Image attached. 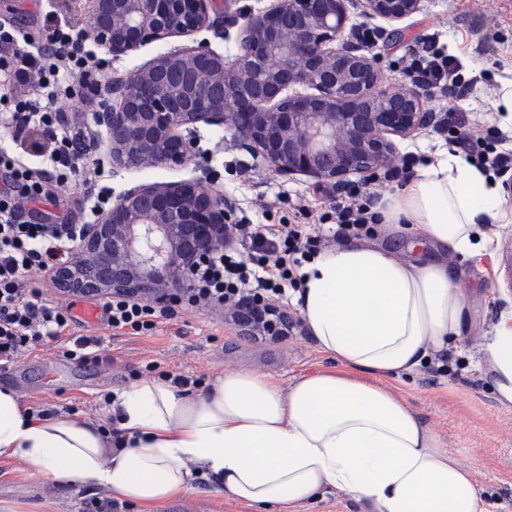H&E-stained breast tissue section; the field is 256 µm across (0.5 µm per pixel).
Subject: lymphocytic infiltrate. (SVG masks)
Returning a JSON list of instances; mask_svg holds the SVG:
<instances>
[{"label": "lymphocytic infiltrate", "mask_w": 512, "mask_h": 512, "mask_svg": "<svg viewBox=\"0 0 512 512\" xmlns=\"http://www.w3.org/2000/svg\"><path fill=\"white\" fill-rule=\"evenodd\" d=\"M89 30L58 28L43 42L17 36L0 24V82L10 83L22 75L35 80L14 108L0 112V126L15 138L37 132L36 151L40 167L20 163L0 152V368L41 348H56L65 357L83 362H109L103 340L78 334L75 299L65 298L60 288H38L33 275L55 279L77 255L84 231L80 224H34L26 208L32 203H56L68 191L74 204L88 202V190L79 173L86 164L87 146L82 137L87 113L95 111L91 90L100 73L95 60L84 50ZM408 69L415 86L440 89L449 96H463L470 87L461 79L454 56L436 50L430 37L416 39L406 48ZM74 100L63 110L61 100ZM435 130H457L458 149L475 159L485 171L496 174L512 170V151H495L493 141L511 138L502 129L488 130L479 120L445 110ZM375 195L352 182L337 188L324 219L333 221L338 234L368 236L380 217L374 210ZM294 223L282 225L267 236L261 224H228L225 244L201 257L190 273L187 298H174L157 307L115 293L102 304L103 320L113 335L155 332L159 322L173 319L177 309L208 307L227 310L231 320H243L257 341L287 339L296 333L300 320L285 311L276 313L277 331H269L263 312L241 319L244 302L271 304L282 296L285 285H297V270L329 241L319 228L309 225V210L298 206Z\"/></svg>", "instance_id": "obj_1"}]
</instances>
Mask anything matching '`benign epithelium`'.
<instances>
[{
    "mask_svg": "<svg viewBox=\"0 0 512 512\" xmlns=\"http://www.w3.org/2000/svg\"><path fill=\"white\" fill-rule=\"evenodd\" d=\"M348 2L272 0L241 26L228 0H93L90 31L114 60L203 29L238 45L232 56L206 42L164 52L105 84L112 104L98 122L108 133L112 166L181 167L193 143L177 130L200 122L227 126L278 173L306 174L331 187L387 165L394 138L424 127L431 111L419 89L385 85L378 56L344 37ZM358 2L364 17L395 23L420 11L423 0ZM297 85L316 93L288 94ZM202 183L199 177L125 191L85 227L60 286L142 299L186 293L191 267L223 245L234 212L224 195L204 191Z\"/></svg>",
    "mask_w": 512,
    "mask_h": 512,
    "instance_id": "1",
    "label": "benign epithelium"
}]
</instances>
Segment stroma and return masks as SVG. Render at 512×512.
Instances as JSON below:
<instances>
[{
    "instance_id": "stroma-1",
    "label": "stroma",
    "mask_w": 512,
    "mask_h": 512,
    "mask_svg": "<svg viewBox=\"0 0 512 512\" xmlns=\"http://www.w3.org/2000/svg\"><path fill=\"white\" fill-rule=\"evenodd\" d=\"M91 0H0V23L43 40L54 26L84 27ZM402 40L382 49L383 79L390 85L407 82L405 49L419 36H433L438 48L456 56L463 77L484 73L457 107L473 113L485 126H501L504 115L495 102L501 82L512 80V0H424L420 12L402 21ZM210 41L218 52L235 53L226 43L203 31L172 37L141 47L115 61L100 46L103 78L130 73L150 63L159 53L186 49ZM91 166L84 173L93 192L110 199L138 185L177 182L193 177L195 166L208 167L211 189L223 193L237 217L252 224H289L300 202L311 203L313 216L328 207L329 190L307 175L272 171L239 142L227 139L221 127L198 124L188 165L174 169H126L113 172L106 157V131L89 116ZM451 134L432 128L397 140V155L411 154L416 164L438 151L453 149ZM490 253L468 258L452 251L435 252L406 227L375 225L369 241L397 258L440 257L455 274L465 300V322L459 340L448 349L447 372L435 373L434 359L415 371L381 379V386L406 404L463 467L476 470L478 485L489 512H512V408L495 398L491 377L479 370L480 351L501 316L512 315V223L493 225ZM85 334L104 338L111 350L109 364L96 366L68 359L56 351H37L0 369V386L14 389L22 403L34 400L70 407L82 419L103 418L106 394L161 373H182L199 379L209 389L229 372L275 377L289 385L295 377L335 367L309 333L283 342H258L224 323L219 312L179 310L176 318L154 334L116 336L98 321L86 322ZM90 490L81 485L62 487L20 460L0 459V512H76ZM162 512H251L225 499L214 482L197 484L190 494L169 502Z\"/></svg>"
}]
</instances>
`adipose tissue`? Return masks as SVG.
<instances>
[{
	"label": "adipose tissue",
	"instance_id": "ef3b65f1",
	"mask_svg": "<svg viewBox=\"0 0 512 512\" xmlns=\"http://www.w3.org/2000/svg\"><path fill=\"white\" fill-rule=\"evenodd\" d=\"M431 244L477 257L487 227L506 221L499 182L473 162L436 152L376 206ZM293 303L337 368L289 386L234 372L198 393L143 380L109 397L120 447L99 423L29 413L0 387V457L19 459L61 486L107 487L113 499L160 512L211 476L247 507H297L333 489L361 512H487L473 471L454 456L381 377L409 372L462 333L465 302L447 264L402 260L374 245L320 251L301 269ZM479 367L512 407V316L486 342Z\"/></svg>",
	"mask_w": 512,
	"mask_h": 512
}]
</instances>
